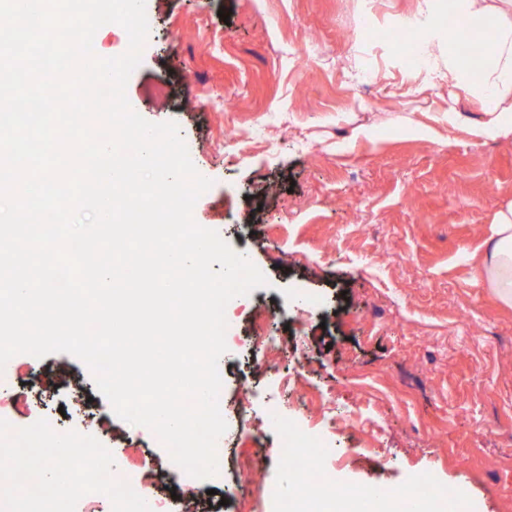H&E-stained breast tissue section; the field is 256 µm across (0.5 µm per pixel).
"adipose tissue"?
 Masks as SVG:
<instances>
[{
	"label": "adipose tissue",
	"mask_w": 512,
	"mask_h": 512,
	"mask_svg": "<svg viewBox=\"0 0 512 512\" xmlns=\"http://www.w3.org/2000/svg\"><path fill=\"white\" fill-rule=\"evenodd\" d=\"M459 13L471 24L492 29L494 47L478 79H471L453 58L448 61L447 78L477 95L487 116L480 128L482 134L512 131V117H505L500 108L505 94L512 92V25L499 23L486 0H460ZM477 273L499 301L512 305V208L499 214L495 235L487 243V257Z\"/></svg>",
	"instance_id": "ef3b65f1"
}]
</instances>
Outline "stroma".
<instances>
[{
    "label": "stroma",
    "mask_w": 512,
    "mask_h": 512,
    "mask_svg": "<svg viewBox=\"0 0 512 512\" xmlns=\"http://www.w3.org/2000/svg\"><path fill=\"white\" fill-rule=\"evenodd\" d=\"M154 18L126 86L135 112L175 121L212 186L195 221L266 276L231 303L219 407L220 468L178 477L146 427L114 417L80 360L27 364L58 435L89 455L157 464L147 498L180 512H266L295 495L275 462L270 395L321 449L339 487L452 486L456 512H512V307L477 274L496 215L512 207V133L480 134L479 103L446 78L408 74L407 15L464 31L448 0H146ZM165 97H156L155 85ZM318 295L310 311L305 297ZM277 347L256 362L255 320ZM475 344L455 341L460 327Z\"/></svg>",
    "instance_id": "35a3bbf8"
}]
</instances>
